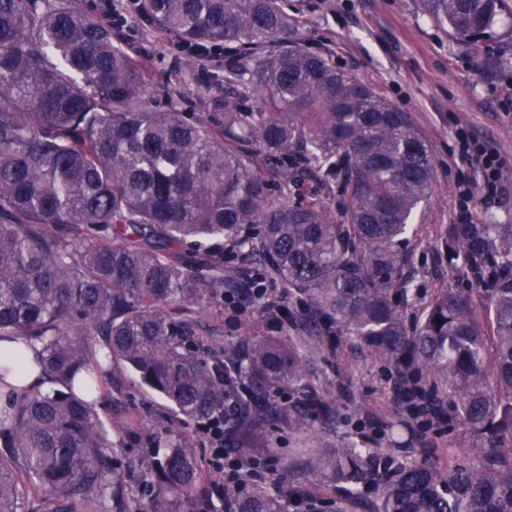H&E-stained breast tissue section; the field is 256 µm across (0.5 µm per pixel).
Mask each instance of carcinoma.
<instances>
[{"instance_id":"cac0c4a2","label":"carcinoma","mask_w":512,"mask_h":512,"mask_svg":"<svg viewBox=\"0 0 512 512\" xmlns=\"http://www.w3.org/2000/svg\"><path fill=\"white\" fill-rule=\"evenodd\" d=\"M421 5L478 56L505 0ZM138 11L193 48L224 44V94L202 101L206 118L149 109L144 69L73 0H0V339L41 342L49 384L19 388L0 370V512L31 495L44 512H98L115 468L88 397L114 362L180 423L218 419L232 451L260 447L278 423L333 421L305 375L323 317L393 368L409 403L388 425L396 447L420 421L462 449L443 466L349 444L306 455L338 512H512V224L448 225V266L461 261L481 289L442 288L407 320L418 293L400 245L435 179L410 114L288 39L297 22L283 0H139ZM226 250L309 298L307 335L201 350L190 306L224 292L223 275L200 269ZM176 303L181 314L164 310ZM152 472V512H177L200 480L195 447H167ZM321 506L300 484L224 486V512Z\"/></svg>"}]
</instances>
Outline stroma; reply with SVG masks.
Segmentation results:
<instances>
[{
  "label": "stroma",
  "instance_id": "1",
  "mask_svg": "<svg viewBox=\"0 0 512 512\" xmlns=\"http://www.w3.org/2000/svg\"><path fill=\"white\" fill-rule=\"evenodd\" d=\"M287 5L298 23L295 39L409 112L432 151L435 181L429 203L421 205L414 220L417 241L407 269L421 300H429L456 283L439 236L460 215L454 155L458 128L492 143L503 163V196L495 203L471 201L470 213L486 224H512V9L501 13L483 53L476 56L448 26L426 14L420 0H288ZM116 41L148 70L152 109L176 108L188 119L201 117L198 76L173 67L181 55L175 36L135 16L117 31ZM223 268L236 297L265 274L258 259L244 253L225 255ZM311 315L304 299H288L282 309L248 303L234 314L225 311L219 298L201 315L200 339L220 351L242 336L284 341L304 335ZM306 376L319 395L339 407L341 419L338 425L317 424L301 434L283 424L268 431L253 454L269 460L257 483L273 492L288 490L298 476L294 462L311 450L344 443L388 446L385 429L396 394L386 363L351 340H337L331 327L308 356ZM94 409L106 425L105 451L116 465L117 490L106 499V512H150L152 438L160 432L172 441L194 443L201 477L183 512H209L211 450L197 424H181L166 400L120 364L113 365L112 386L96 395Z\"/></svg>",
  "mask_w": 512,
  "mask_h": 512
}]
</instances>
